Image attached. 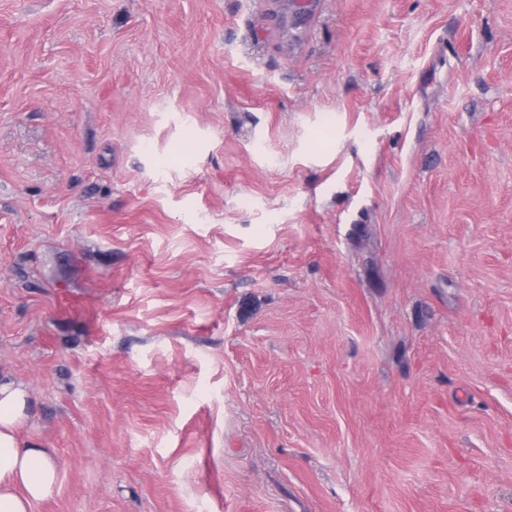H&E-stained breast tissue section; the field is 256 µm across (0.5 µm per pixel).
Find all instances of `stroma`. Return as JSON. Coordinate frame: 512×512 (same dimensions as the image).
I'll use <instances>...</instances> for the list:
<instances>
[{
    "label": "stroma",
    "instance_id": "1",
    "mask_svg": "<svg viewBox=\"0 0 512 512\" xmlns=\"http://www.w3.org/2000/svg\"><path fill=\"white\" fill-rule=\"evenodd\" d=\"M0 378L33 512H512V0H0ZM28 399L21 384L0 380V512H32L36 502L53 494L58 481L48 451L21 442L17 435Z\"/></svg>",
    "mask_w": 512,
    "mask_h": 512
}]
</instances>
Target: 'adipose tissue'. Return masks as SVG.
Masks as SVG:
<instances>
[{
  "mask_svg": "<svg viewBox=\"0 0 512 512\" xmlns=\"http://www.w3.org/2000/svg\"><path fill=\"white\" fill-rule=\"evenodd\" d=\"M28 399L22 385L0 380V512H33L36 502L53 494L58 481L48 451L21 442L17 435Z\"/></svg>",
  "mask_w": 512,
  "mask_h": 512,
  "instance_id": "ef3b65f1",
  "label": "adipose tissue"
}]
</instances>
